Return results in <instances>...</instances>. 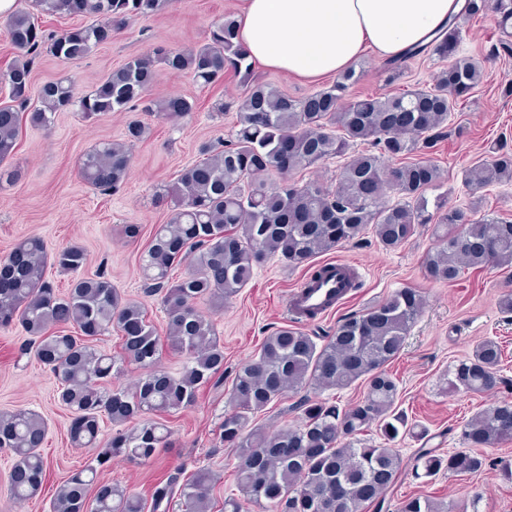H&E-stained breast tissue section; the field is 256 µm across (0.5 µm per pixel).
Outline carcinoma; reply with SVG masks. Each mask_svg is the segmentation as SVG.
<instances>
[{
    "mask_svg": "<svg viewBox=\"0 0 512 512\" xmlns=\"http://www.w3.org/2000/svg\"><path fill=\"white\" fill-rule=\"evenodd\" d=\"M174 4L35 0L32 7L41 14L94 18L92 24L59 35L45 32L29 11L8 16L6 30L16 58L6 73L10 103L0 106V185L18 179L7 160L24 120L45 127L55 113L77 103L85 119L142 112L176 121L190 115L195 104L179 95L149 98L158 68L187 73L202 87L221 80L228 67L250 77L252 64L240 45L237 20L228 15L215 24L207 44L157 48L134 57L79 98L67 77L33 86L32 63L41 49L64 62L80 61L111 43L131 21L167 12ZM490 8L501 32L511 37L512 0H467L465 5L470 16ZM459 40L453 20L430 44L386 60L383 69L393 77L403 72L407 59L425 53L448 60L433 86L400 95L346 101L349 87L359 79L351 68L332 86L302 98L265 84L249 86L236 107L231 138L220 147L202 146L203 158L157 194L170 202L171 213L141 255L140 269L151 290L161 294L172 345L188 355L178 377L159 366V337L145 306L123 298L105 274L76 278L63 295L46 280L49 261L67 273L83 269V248L65 247L49 258L43 240L30 236L0 259V327L17 323L31 337L36 357L57 376L59 400L71 412V444L96 449L95 464L73 473L56 490L52 512H159L176 490L185 512H209L218 476L208 468L184 482L178 474L170 477L156 488L150 507L100 473L114 459L145 462L167 447L172 432L160 417L193 405L197 387L224 374V347L212 322L198 311L197 300L204 298L213 311H222L264 260L278 256L290 267L306 266L368 228L385 248L396 249L433 222L438 245L424 259L429 278L451 283L466 268L512 267V222L474 220L468 211H444L439 204L438 215L428 211L426 193L440 182L441 170L418 152L445 134L460 97L483 79L478 61L457 56ZM148 132L146 123L131 120L126 141H101L87 150L78 160L82 180L102 191L119 187L130 167L128 145ZM359 144L365 145L361 151L355 150ZM346 155L332 187L290 179L295 170ZM262 173L280 174L282 181L268 187L256 180ZM467 180L479 188L512 180V154L477 163ZM187 260L194 270L171 281L172 269ZM419 314L417 291L402 288L384 302L342 317L322 345L288 327L265 338L231 379L235 408L224 415L221 439L236 454L237 483L245 500L225 498L224 512H244L247 504L266 512H384V493L402 464L392 443L410 431L407 416L397 409L399 384L386 367L400 354ZM114 329L122 339L119 357L93 344ZM127 360L143 373L133 388L115 387L112 379ZM501 362V345L482 341L448 373V391L485 393L509 385L500 375ZM358 381L365 383L364 396L345 409L303 395L294 406L302 419L298 428L277 433L248 428L252 413L287 391L345 389ZM105 418L118 430L102 445ZM132 421L138 425L121 429ZM373 426L380 443L358 438ZM46 435L44 419L32 410L0 414V449L15 458L8 485L16 500L35 496L43 485L47 461L40 448ZM460 438L466 448L448 455L419 451L416 461L426 476L482 470L486 458L479 449L512 441V400H498L474 414ZM399 512H448V506L415 495L401 502Z\"/></svg>",
    "mask_w": 512,
    "mask_h": 512,
    "instance_id": "obj_1",
    "label": "carcinoma"
}]
</instances>
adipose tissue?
Returning a JSON list of instances; mask_svg holds the SVG:
<instances>
[{
	"instance_id": "obj_1",
	"label": "adipose tissue",
	"mask_w": 512,
	"mask_h": 512,
	"mask_svg": "<svg viewBox=\"0 0 512 512\" xmlns=\"http://www.w3.org/2000/svg\"><path fill=\"white\" fill-rule=\"evenodd\" d=\"M465 0H243L249 59L315 80L345 71L365 50L390 58L430 41Z\"/></svg>"
}]
</instances>
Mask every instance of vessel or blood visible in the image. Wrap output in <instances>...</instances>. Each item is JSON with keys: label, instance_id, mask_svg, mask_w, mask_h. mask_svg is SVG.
<instances>
[{"label": "vessel or blood", "instance_id": "b4317fda", "mask_svg": "<svg viewBox=\"0 0 512 512\" xmlns=\"http://www.w3.org/2000/svg\"><path fill=\"white\" fill-rule=\"evenodd\" d=\"M329 279L310 287L294 290L288 299L287 307L293 318H304L306 312L314 311L326 316L334 313L349 293L345 285L348 274L347 262L336 260L329 262Z\"/></svg>", "mask_w": 512, "mask_h": 512}]
</instances>
